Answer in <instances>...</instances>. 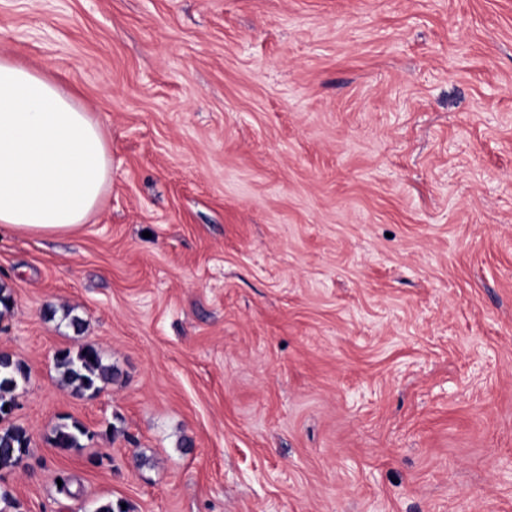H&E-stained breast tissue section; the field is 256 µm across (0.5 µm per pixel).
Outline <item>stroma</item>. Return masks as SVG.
Instances as JSON below:
<instances>
[{
  "mask_svg": "<svg viewBox=\"0 0 512 512\" xmlns=\"http://www.w3.org/2000/svg\"><path fill=\"white\" fill-rule=\"evenodd\" d=\"M3 52L112 170L0 229V512H512V0H0ZM56 368L62 380L79 394L97 393L100 383L112 382L116 373L112 366L104 363L101 352L93 345H83L74 353L70 349L58 352ZM28 380V371L9 354L0 353V421L12 411L15 405V392ZM8 405L7 410L4 406ZM89 432L78 422L61 423L54 430L53 446L60 451L82 448L81 441ZM29 437L19 425H8L0 429V470L13 469L20 465L28 453Z\"/></svg>",
  "mask_w": 512,
  "mask_h": 512,
  "instance_id": "obj_1",
  "label": "stroma"
}]
</instances>
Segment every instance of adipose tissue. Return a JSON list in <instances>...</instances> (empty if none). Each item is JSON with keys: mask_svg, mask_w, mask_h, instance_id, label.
Listing matches in <instances>:
<instances>
[{"mask_svg": "<svg viewBox=\"0 0 512 512\" xmlns=\"http://www.w3.org/2000/svg\"><path fill=\"white\" fill-rule=\"evenodd\" d=\"M109 144L75 96L21 58L0 56V226L77 231L110 181Z\"/></svg>", "mask_w": 512, "mask_h": 512, "instance_id": "1", "label": "adipose tissue"}]
</instances>
